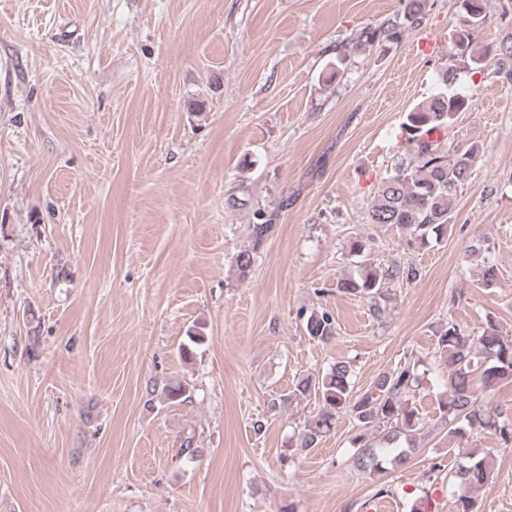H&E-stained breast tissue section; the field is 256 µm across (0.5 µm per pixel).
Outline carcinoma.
Masks as SVG:
<instances>
[{"label":"carcinoma","mask_w":512,"mask_h":512,"mask_svg":"<svg viewBox=\"0 0 512 512\" xmlns=\"http://www.w3.org/2000/svg\"><path fill=\"white\" fill-rule=\"evenodd\" d=\"M452 6L463 14L464 24L454 30L448 40V55L453 61L479 64L489 50L478 52L475 33L487 18L486 0H452ZM426 22L425 0H406L402 14L378 25L360 30L354 41L336 46L335 74H345L351 55L365 49H377L399 41L407 32L421 29ZM454 65L439 76L438 92L417 103L406 113L401 123L404 143L409 146L411 160L398 162L376 189L368 209L367 223L394 227L406 238L408 245L423 246L434 238L448 234L454 218L458 189L468 180L478 159L477 147H464L441 140L450 138L455 115L470 106V97L448 91L456 79ZM273 215L257 210L251 224V246L236 256V270L242 278L248 276L255 254L273 230ZM466 262L482 269L484 288L497 284V267L491 260L489 248L471 247ZM364 272L356 278L340 282L338 288L352 295L368 296L374 301L373 316L379 318L385 307L384 286L390 282L412 283L419 269L409 265L380 272L363 265ZM305 332L310 340L328 343L336 336L333 317L325 311H313L305 319ZM434 361L448 369L444 386L446 397L439 402L442 416L448 421V440L460 441L468 431L481 429L512 444V422L496 408L481 404L476 396L472 376L480 372V387L491 390L505 380H512V341L500 335L493 318L486 319L481 333L473 336L458 324L449 321L434 331ZM419 361L409 360L396 368L384 371L363 391L352 385L353 362L338 359L321 376L296 380L288 398H314L320 403L318 413L309 419L298 433L295 453L306 452L344 416L359 426L355 437L358 452L354 463L371 472L381 468L377 457L380 448L405 447L395 456L406 460L419 448L417 426L419 410L413 402L414 388L419 385ZM490 472L479 459L461 465L452 475V494L456 512H474L472 489L487 483Z\"/></svg>","instance_id":"1"}]
</instances>
